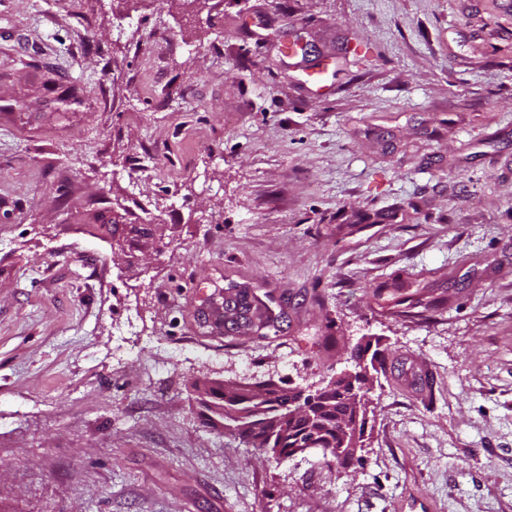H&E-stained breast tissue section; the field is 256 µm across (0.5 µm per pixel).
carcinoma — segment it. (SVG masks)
<instances>
[{"mask_svg": "<svg viewBox=\"0 0 512 512\" xmlns=\"http://www.w3.org/2000/svg\"><path fill=\"white\" fill-rule=\"evenodd\" d=\"M156 224L112 225V240L124 247L127 240L146 242L157 235ZM239 293L226 299L216 308L218 317L212 324L219 327L222 322L231 324L232 329L246 328L259 330L271 326V319L258 306L243 301ZM198 402L211 413L208 421L212 426H220L224 432L242 440L247 447L260 453L272 454L276 459H286L295 455L294 447L299 436L310 435L307 416L296 409L285 407L290 399V389L274 382L249 384L226 381L211 382L198 378L192 383ZM348 390L337 387L325 394V402L319 404L320 424L317 426L316 447L330 462L346 469L352 459L337 453L342 429L336 412L343 405Z\"/></svg>", "mask_w": 512, "mask_h": 512, "instance_id": "1", "label": "carcinoma"}]
</instances>
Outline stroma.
Instances as JSON below:
<instances>
[{"instance_id":"stroma-1","label":"stroma","mask_w":512,"mask_h":512,"mask_svg":"<svg viewBox=\"0 0 512 512\" xmlns=\"http://www.w3.org/2000/svg\"><path fill=\"white\" fill-rule=\"evenodd\" d=\"M366 338L347 469L190 387ZM0 512H512V0H0ZM157 232L156 224H112L110 234H112V240L122 249L128 239L142 243L156 236ZM245 296V294L239 293L232 299L224 297V301L220 304L221 308L217 307L215 310L213 306L211 308L212 324L220 327L224 322H229L232 329L237 331L241 328L262 330L274 326V324H271V319L264 314L260 307L252 306L243 301ZM214 311L218 313L219 317L223 318L222 322L214 317Z\"/></svg>"}]
</instances>
